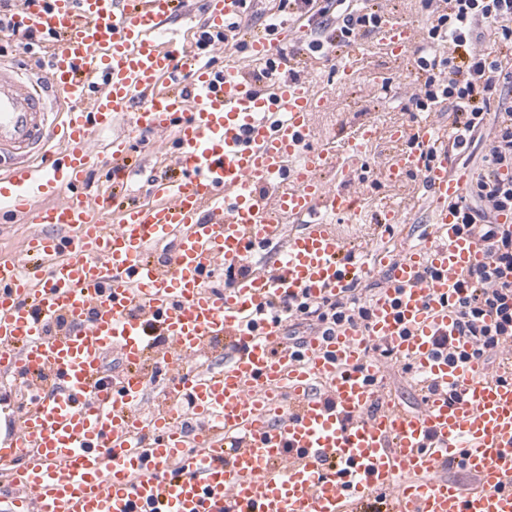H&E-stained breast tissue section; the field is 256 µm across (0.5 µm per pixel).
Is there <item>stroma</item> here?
I'll use <instances>...</instances> for the list:
<instances>
[{
    "mask_svg": "<svg viewBox=\"0 0 512 512\" xmlns=\"http://www.w3.org/2000/svg\"><path fill=\"white\" fill-rule=\"evenodd\" d=\"M373 4L387 18L406 22L413 30L412 50L404 56H391L379 40L371 34L350 44H341L335 55L305 49L309 32L305 21L298 15H290L292 27L285 46L288 48V64L278 71L279 77L298 75L310 79L325 96V109L315 115V134L311 147H319L338 130H351L364 121L376 122L378 138L365 150L360 159L348 162L352 172L350 189L361 194L363 219L351 223L347 216L333 217L337 234L357 253L365 255L384 245L414 244L418 235L428 225L430 209L427 190L422 177L404 176L400 182H389L385 177L388 167L408 151L407 139L395 138L394 129H411L424 123L447 127L448 115L444 112H423L417 115L404 111L406 84L413 77L415 50L427 47L428 28L435 12L446 9L444 0H432L431 8H423L420 0H352L354 8ZM349 62L355 77L351 84L338 82L337 68L341 62ZM169 138L151 136L146 142H133L129 164L131 173L124 181L111 182L106 178L112 166V158L99 152L93 168V182L82 185L81 190L89 198L109 193L120 207L141 204L146 198L145 179L153 174L168 180L183 179L184 173L175 158L169 157L164 165H156L157 153H168ZM385 206L399 208L404 224L387 234L374 221L375 214ZM32 227L19 214L0 212V261L16 260L25 254Z\"/></svg>",
    "mask_w": 512,
    "mask_h": 512,
    "instance_id": "1",
    "label": "stroma"
}]
</instances>
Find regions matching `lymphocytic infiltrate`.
<instances>
[{
	"instance_id": "lymphocytic-infiltrate-1",
	"label": "lymphocytic infiltrate",
	"mask_w": 512,
	"mask_h": 512,
	"mask_svg": "<svg viewBox=\"0 0 512 512\" xmlns=\"http://www.w3.org/2000/svg\"><path fill=\"white\" fill-rule=\"evenodd\" d=\"M317 0H279L277 9L297 7L307 13L309 50L330 43L342 44L377 30L380 14L350 8L337 0L341 12L329 17L315 7ZM448 10L433 20L430 46L418 56L419 78L410 83L406 111L429 112L447 105L453 137L449 146L465 155L478 141H485L486 172L473 176L465 197L455 206L459 234L471 238L489 253V260L469 275L455 304L457 336H439L435 345L449 359L459 356L455 337L467 339L472 351L467 361L479 368L499 364L512 347V232L496 222L500 212L512 211V63L489 58L483 49L484 29H494L503 42L512 44V0H447ZM455 46L451 56L441 55L445 43ZM504 112L489 125L491 109ZM371 288L348 284L340 293L318 299L291 296L278 304L282 342L294 347L303 341V329L329 336L345 326L368 328L372 316Z\"/></svg>"
}]
</instances>
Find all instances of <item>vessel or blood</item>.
Wrapping results in <instances>:
<instances>
[{"label": "vessel or blood", "instance_id": "vessel-or-blood-1", "mask_svg": "<svg viewBox=\"0 0 512 512\" xmlns=\"http://www.w3.org/2000/svg\"><path fill=\"white\" fill-rule=\"evenodd\" d=\"M234 8L206 0L204 28L223 29ZM175 10V0H24L17 32L65 36L48 53L67 105L58 128L42 87L0 61V164L52 135L63 143L46 167L0 168V209L36 228L26 260L0 262V372L25 398L0 442L5 512H357L376 492L384 512H512V359L482 374L434 349L436 336L457 333V277L488 261L455 232L471 175L449 166L443 130L420 125L419 149L386 172L424 173L434 218L420 244L349 258L331 219L359 222V195L322 179L334 146H309L323 95L303 78L258 88L245 67L270 68L281 54L258 32L247 63L228 54L216 71L164 28ZM379 33L394 56L412 42L395 19ZM121 114L129 135L110 142L113 162L128 159L131 136L166 133L185 179L154 182L147 204L115 211L104 198L93 210L80 190L97 159L92 137ZM377 135L361 124L346 152L362 155ZM61 192L64 202L42 204ZM287 217L301 229L287 233ZM163 248L160 264L152 254ZM269 248L272 265H253ZM220 265L237 277L215 292L206 281ZM381 267L389 281L368 330L313 335L297 353L281 346L270 309L279 297L319 298ZM427 267L435 277L422 278ZM152 324L166 349L154 347ZM371 338L422 376L421 410L386 395ZM218 339L224 363L159 388L147 379V361L168 351L192 361ZM112 350L125 372L106 387ZM452 459L476 486L442 477Z\"/></svg>", "mask_w": 512, "mask_h": 512}]
</instances>
